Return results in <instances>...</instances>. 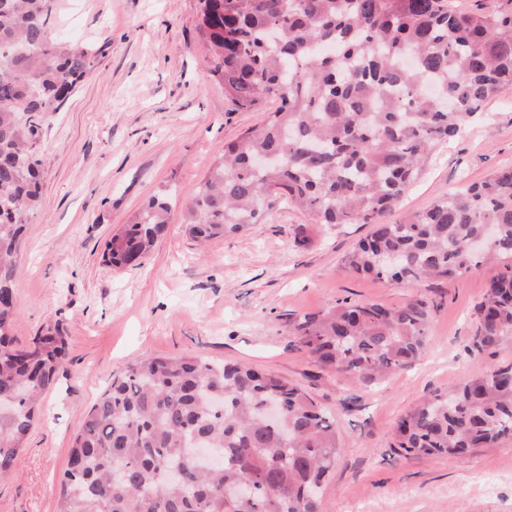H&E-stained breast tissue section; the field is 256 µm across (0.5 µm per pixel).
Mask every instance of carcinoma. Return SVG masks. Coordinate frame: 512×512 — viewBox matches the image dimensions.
<instances>
[{
  "label": "carcinoma",
  "mask_w": 512,
  "mask_h": 512,
  "mask_svg": "<svg viewBox=\"0 0 512 512\" xmlns=\"http://www.w3.org/2000/svg\"><path fill=\"white\" fill-rule=\"evenodd\" d=\"M59 0H0V478L8 476L56 384L65 337L25 348L10 336L16 256L41 197V131L97 65L53 39ZM212 73L240 108L277 100L212 164L186 205L197 241L257 224L285 197L324 225L370 224L346 256L356 275L412 284L482 262L487 285L472 350L512 340V169L428 209L390 219L435 143L458 137L512 86V0L484 14L448 0H199ZM281 30L277 40L271 29ZM152 195L106 244L113 267L142 264L168 224ZM493 228L484 253L470 244ZM429 308L338 299L294 326L322 367L372 385L426 345ZM275 403L276 421L265 415ZM512 436V365L426 398L398 423L397 456H460ZM335 425L304 389L234 362L140 359L81 421L60 479V512H322Z\"/></svg>",
  "instance_id": "obj_1"
}]
</instances>
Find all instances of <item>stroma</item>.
<instances>
[{"mask_svg": "<svg viewBox=\"0 0 512 512\" xmlns=\"http://www.w3.org/2000/svg\"><path fill=\"white\" fill-rule=\"evenodd\" d=\"M57 39L101 49L99 62L42 130L43 198L30 215L14 282L15 345L50 327L66 357L46 393L0 512H59V477L84 415L112 379L146 356L234 360L301 384L333 418L339 453L325 512H512V438L462 458H402L393 429L420 399L512 364V344L468 345L488 281L485 263L450 280L397 284L347 273L367 224L312 225L281 200L260 223L199 247L181 210L226 141L274 107L242 109L215 81L199 0H62ZM456 140L435 144L401 203L420 212L466 183L512 168V87L482 107ZM171 192L172 220L137 268L102 259L112 234L154 193ZM306 224L315 242H295ZM349 298L397 307L428 303L429 339L412 366L370 387L322 369L292 325Z\"/></svg>", "mask_w": 512, "mask_h": 512, "instance_id": "stroma-1", "label": "stroma"}]
</instances>
